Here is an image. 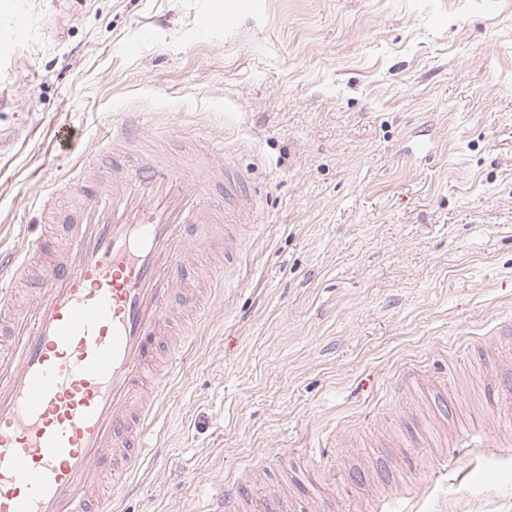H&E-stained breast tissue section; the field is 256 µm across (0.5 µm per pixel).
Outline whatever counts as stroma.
<instances>
[{"label": "stroma", "mask_w": 512, "mask_h": 512, "mask_svg": "<svg viewBox=\"0 0 512 512\" xmlns=\"http://www.w3.org/2000/svg\"><path fill=\"white\" fill-rule=\"evenodd\" d=\"M205 11L234 17L206 35ZM0 60V242L59 236L37 198L101 129L142 115L220 140L256 195L239 278L206 297L107 512H512L511 448H419L492 428L512 316V0H15ZM426 384L402 395L405 366ZM357 445L334 448L342 432ZM337 456L325 481L314 459ZM248 494L239 481L225 484L220 508L214 512H248Z\"/></svg>", "instance_id": "stroma-1"}]
</instances>
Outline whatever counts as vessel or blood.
Returning a JSON list of instances; mask_svg holds the SVG:
<instances>
[{"label":"vessel or blood","instance_id":"b4317fda","mask_svg":"<svg viewBox=\"0 0 512 512\" xmlns=\"http://www.w3.org/2000/svg\"><path fill=\"white\" fill-rule=\"evenodd\" d=\"M143 136L141 114L126 113L104 127L110 164L44 185L59 249L40 236L19 253L0 249V315L13 336L0 349V512H104V479L137 464L178 367L176 341L156 368L174 300L203 307L182 270L215 245L213 226L251 221L249 182L222 142L195 139L168 160L133 152ZM21 281L34 288L22 303ZM489 415L494 429L461 445H512V372L496 376ZM247 502L240 482L227 483L218 512Z\"/></svg>","mask_w":512,"mask_h":512}]
</instances>
